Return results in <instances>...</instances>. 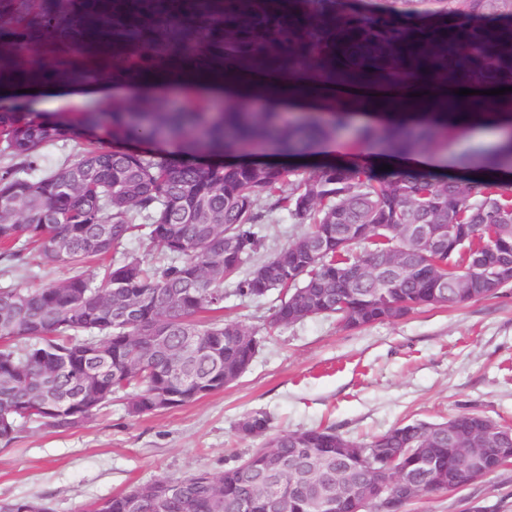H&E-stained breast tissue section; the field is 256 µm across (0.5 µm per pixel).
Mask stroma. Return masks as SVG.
<instances>
[{
    "label": "stroma",
    "mask_w": 512,
    "mask_h": 512,
    "mask_svg": "<svg viewBox=\"0 0 512 512\" xmlns=\"http://www.w3.org/2000/svg\"><path fill=\"white\" fill-rule=\"evenodd\" d=\"M63 119L99 111L98 93L63 86L1 93L0 110ZM69 266L22 262L0 251V288H35L70 277ZM277 293L260 298L224 283L218 319L258 332L264 341L248 370L215 393L140 417L113 402L91 422L66 432L26 425L0 445V503L29 499L51 512H84L112 494L162 476L213 474L256 447L237 426L263 410L274 431L330 427L365 442L415 419L444 421L476 410L512 426V288L462 306L425 308L358 329L317 316L271 326ZM512 512V467L455 492L426 494L406 512Z\"/></svg>",
    "instance_id": "1"
}]
</instances>
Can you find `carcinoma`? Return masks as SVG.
Masks as SVG:
<instances>
[{
	"instance_id": "carcinoma-1",
	"label": "carcinoma",
	"mask_w": 512,
	"mask_h": 512,
	"mask_svg": "<svg viewBox=\"0 0 512 512\" xmlns=\"http://www.w3.org/2000/svg\"><path fill=\"white\" fill-rule=\"evenodd\" d=\"M0 0V87L25 81L59 83L93 53L117 47L149 72L187 57L203 71L223 75L224 61L256 74L242 102L225 97L211 112L191 95L183 112H85L75 121H34L22 111L0 112V143L11 163L0 167V243L22 258L63 263L74 275L36 288L0 289V443L9 445L22 425L56 432L92 419L112 397L128 395V413L181 407L220 392L251 365L262 338L235 322H205L223 309L224 280L241 273L262 247L258 226L284 209L307 225L294 241L257 263L238 282L242 296L277 290L273 324L290 325L325 315L350 328L403 317L428 307L458 306L438 287L455 272L436 268L444 258L421 241L404 240V224L466 228L465 270L497 275L512 286V123L499 112H476V101L455 91L473 83L512 85V0ZM27 47L18 57L11 41ZM50 52L58 67L45 69ZM396 75L420 76L427 85L416 107L424 118L359 128V142L383 143L390 155L448 149L458 125L474 121L502 129L506 138L481 153L475 176L443 177L407 167L382 171L373 164L326 160L298 183L295 169L252 158L247 147L265 140L277 155H312L315 144L349 125L346 102L328 115L310 112L301 122L276 108L251 110L261 86L283 80L303 93L336 82L348 87L392 88ZM106 137L78 143L74 158L37 179L29 177L41 149L78 138L82 128ZM177 140L180 152L137 151L110 140ZM498 235L489 251L488 232ZM160 248L145 263L128 244ZM112 255L100 275L80 271ZM159 331L146 351L139 338ZM196 337L186 348V337ZM26 410L19 419L15 410ZM483 414L450 419L461 433ZM424 420L401 424L356 442L332 428L271 434L267 413L238 424L262 444L219 475L197 472L165 477L171 490L159 507L143 512H313L304 491L312 465H342L346 488L337 512H355L372 472L387 466L421 476L422 493L456 491L468 484L458 444L448 435L427 440ZM435 461L431 469L424 458ZM133 488L90 505L86 512H130Z\"/></svg>"
}]
</instances>
